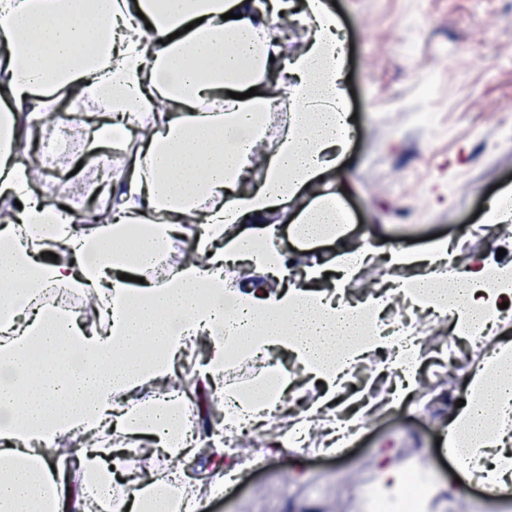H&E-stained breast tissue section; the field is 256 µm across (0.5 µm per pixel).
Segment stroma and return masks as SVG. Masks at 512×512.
Wrapping results in <instances>:
<instances>
[{
	"label": "stroma",
	"instance_id": "35a3bbf8",
	"mask_svg": "<svg viewBox=\"0 0 512 512\" xmlns=\"http://www.w3.org/2000/svg\"><path fill=\"white\" fill-rule=\"evenodd\" d=\"M334 12L354 115L343 206L351 243L374 249L361 283L375 276L390 284L397 273L385 264L388 245L431 235L454 245L471 233L474 248H502L512 260V245L482 214L500 190L512 189V150L504 148L512 141V0H336ZM411 42L421 66L404 56ZM380 103L385 111H377ZM40 162L46 175L33 183L35 193L80 200L87 169L61 182L57 165L45 156ZM421 322L433 338L420 380L448 399L421 394L387 410L339 456L265 457L217 493L211 468L197 464L188 478L202 512H362L355 485L373 486L380 448L393 450L407 478L440 486L434 512H512V500L473 484L446 492L453 469L436 440L477 354L450 323Z\"/></svg>",
	"mask_w": 512,
	"mask_h": 512
}]
</instances>
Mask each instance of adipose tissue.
<instances>
[{"label": "adipose tissue", "instance_id": "1", "mask_svg": "<svg viewBox=\"0 0 512 512\" xmlns=\"http://www.w3.org/2000/svg\"><path fill=\"white\" fill-rule=\"evenodd\" d=\"M311 30L298 54L268 36L270 26ZM324 0H0V197L20 202L0 222V512H198L186 483L162 475L132 494L118 491L139 437L173 459L225 453L219 437L180 436L187 392L150 403L127 396L175 373L188 345L207 356L196 386L225 399L224 428L259 427L292 388L271 366L237 388L224 374L239 358L288 353L319 397L291 415L275 450L298 449L292 431L315 418L350 424L380 415L369 388L344 398L353 366L378 356L374 373L392 378L387 402L416 395L415 339L380 325L382 298L345 295L369 254L349 241L344 180L321 185L350 146L345 54ZM257 95H250V88ZM69 89L140 146L110 221L82 226L74 213L34 194L18 160L22 137L58 120L52 94ZM288 107L276 143L264 134L272 104ZM314 190L301 202L305 190ZM297 205L294 236L306 257L295 270L276 245L271 210ZM250 223L249 232L239 231ZM189 259L167 265L177 244ZM336 252L319 258L318 247ZM388 267L409 270L396 287L410 308L452 316L455 333L491 334L512 303V262L400 244ZM50 289L91 297L100 328L41 303ZM442 446L463 478L512 494V338L494 346L468 376ZM68 442L61 452L59 442ZM376 486L389 512H427L429 497L406 502L405 476L388 449L377 453Z\"/></svg>", "mask_w": 512, "mask_h": 512}]
</instances>
